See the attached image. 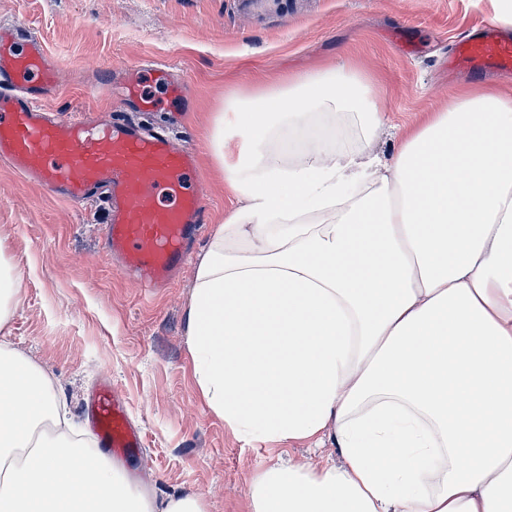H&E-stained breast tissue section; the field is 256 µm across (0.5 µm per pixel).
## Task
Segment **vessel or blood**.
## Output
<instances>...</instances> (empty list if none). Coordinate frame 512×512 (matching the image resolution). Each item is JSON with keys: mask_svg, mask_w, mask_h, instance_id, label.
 <instances>
[{"mask_svg": "<svg viewBox=\"0 0 512 512\" xmlns=\"http://www.w3.org/2000/svg\"><path fill=\"white\" fill-rule=\"evenodd\" d=\"M455 67L512 75V37L493 24L459 41ZM61 87L44 42L20 26L0 27V163L70 204L105 199L104 250L144 287L170 285L208 222L206 188L194 149L163 132L112 119L62 118L44 101ZM88 410L101 447L126 455L142 446L111 381Z\"/></svg>", "mask_w": 512, "mask_h": 512, "instance_id": "b4317fda", "label": "vessel or blood"}]
</instances>
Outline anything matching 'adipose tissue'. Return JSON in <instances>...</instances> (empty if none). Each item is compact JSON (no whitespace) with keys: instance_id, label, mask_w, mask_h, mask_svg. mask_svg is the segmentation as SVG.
Returning a JSON list of instances; mask_svg holds the SVG:
<instances>
[{"instance_id":"obj_1","label":"adipose tissue","mask_w":512,"mask_h":512,"mask_svg":"<svg viewBox=\"0 0 512 512\" xmlns=\"http://www.w3.org/2000/svg\"><path fill=\"white\" fill-rule=\"evenodd\" d=\"M365 91L324 70L225 100L240 204L196 266V383L243 443L340 452L259 470L252 512H512V97L465 89L384 158ZM62 405L1 343L0 512H203L133 490Z\"/></svg>"}]
</instances>
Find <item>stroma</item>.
I'll return each instance as SVG.
<instances>
[{
  "mask_svg": "<svg viewBox=\"0 0 512 512\" xmlns=\"http://www.w3.org/2000/svg\"><path fill=\"white\" fill-rule=\"evenodd\" d=\"M493 16L491 0H0V24L33 29L59 62L64 90L49 108L64 118L120 112L195 147L215 224L238 205L208 148L225 95L328 66L357 72L370 88L368 109L384 121L371 148L389 154L406 130L476 84L449 75L448 57ZM134 63L153 110L83 82ZM158 66L184 80L182 98L156 81ZM106 222L104 202H61L0 165V265L17 287L0 341L51 376L77 435L91 436L85 400L110 378L143 434L140 451L118 466L152 498L194 495L204 512H251V480L265 466L341 464L337 449L311 440L239 441L194 378L186 336L193 267L172 287L142 288L103 254Z\"/></svg>",
  "mask_w": 512,
  "mask_h": 512,
  "instance_id": "stroma-1",
  "label": "stroma"
}]
</instances>
